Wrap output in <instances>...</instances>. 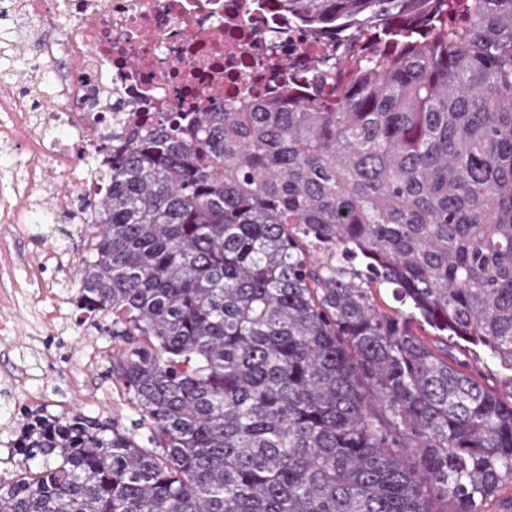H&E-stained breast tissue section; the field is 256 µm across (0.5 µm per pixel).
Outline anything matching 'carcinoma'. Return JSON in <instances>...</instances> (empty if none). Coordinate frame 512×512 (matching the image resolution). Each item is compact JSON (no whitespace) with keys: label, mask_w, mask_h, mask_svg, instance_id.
Returning a JSON list of instances; mask_svg holds the SVG:
<instances>
[{"label":"carcinoma","mask_w":512,"mask_h":512,"mask_svg":"<svg viewBox=\"0 0 512 512\" xmlns=\"http://www.w3.org/2000/svg\"><path fill=\"white\" fill-rule=\"evenodd\" d=\"M373 31L314 94L175 112L80 198L76 312L135 415L29 413L0 512H485L512 404V0H282ZM386 286L407 311H380ZM448 353L457 361L466 364L469 372L471 370L487 390L507 402L511 401L512 385L509 376L512 372L502 369L490 360L483 348L448 337Z\"/></svg>","instance_id":"obj_1"}]
</instances>
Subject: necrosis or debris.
<instances>
[{
  "label": "necrosis or debris",
  "mask_w": 512,
  "mask_h": 512,
  "mask_svg": "<svg viewBox=\"0 0 512 512\" xmlns=\"http://www.w3.org/2000/svg\"><path fill=\"white\" fill-rule=\"evenodd\" d=\"M36 27L39 84L0 96V144L24 140L33 159L14 182L31 199L45 190L43 159L89 190L100 164L85 148L96 113H109L126 131L148 112H210L225 101L274 99L285 85L296 97L312 92L304 79L288 80L279 60L304 66L310 56L332 58L341 32L311 33L274 0H19ZM318 94L335 106L336 92ZM68 128L72 145L49 138Z\"/></svg>",
  "instance_id": "necrosis-or-debris-1"
}]
</instances>
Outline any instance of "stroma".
<instances>
[{"label":"stroma","mask_w":512,"mask_h":512,"mask_svg":"<svg viewBox=\"0 0 512 512\" xmlns=\"http://www.w3.org/2000/svg\"><path fill=\"white\" fill-rule=\"evenodd\" d=\"M51 194L37 199L23 224L0 223V280L14 282L0 299V475L12 472L8 450L15 437L13 423L24 411L39 410L63 416L79 410L92 417L120 411L133 413L108 375L112 339L71 316L68 326L38 315L51 300L64 301L77 287L75 274H64L48 263L53 252L79 259L85 245L66 212L56 210L54 197L72 193L66 174L47 165ZM448 352L464 363L484 387L503 400L512 399V374L490 360L483 348L458 339L448 342ZM79 384H71L70 376Z\"/></svg>","instance_id":"obj_1"}]
</instances>
